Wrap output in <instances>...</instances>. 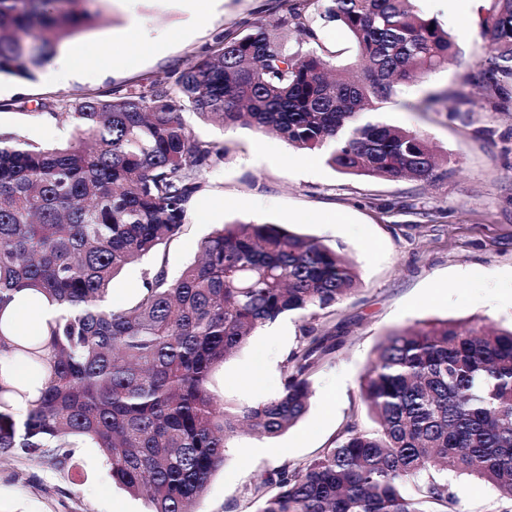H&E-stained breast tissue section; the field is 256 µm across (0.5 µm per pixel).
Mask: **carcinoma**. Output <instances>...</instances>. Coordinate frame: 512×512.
<instances>
[{"label": "carcinoma", "mask_w": 512, "mask_h": 512, "mask_svg": "<svg viewBox=\"0 0 512 512\" xmlns=\"http://www.w3.org/2000/svg\"><path fill=\"white\" fill-rule=\"evenodd\" d=\"M98 2L0 0V72L34 79L65 39L102 21ZM279 2L280 24L310 40L314 12L343 27L360 71L315 49L290 53L258 20L218 36L166 81L39 102L51 115L72 108L59 113L75 132L64 146L0 137V455L56 466L90 444L146 512H193L244 431L276 438L307 413L312 376L339 345L312 320L360 284L330 247L279 224H224L178 278L160 266L131 307L107 304L126 265L182 231L200 176L224 157L223 146L192 135L186 110L274 131L299 150L327 148L328 164L347 175L425 180L434 171L425 137L376 114L399 85L454 61L440 22L414 0ZM482 35L479 79L495 110L512 81V0H493ZM467 103L446 89L411 108ZM24 292L57 311L36 334L12 315ZM286 313L301 320V336L280 392L224 400L218 367ZM19 362L36 379L16 378ZM360 399L376 428L349 420L312 462L260 475L257 512H447L450 473L512 502V327L392 331L361 377Z\"/></svg>", "instance_id": "cac0c4a2"}]
</instances>
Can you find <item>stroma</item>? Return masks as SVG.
<instances>
[{"instance_id":"35a3bbf8","label":"stroma","mask_w":512,"mask_h":512,"mask_svg":"<svg viewBox=\"0 0 512 512\" xmlns=\"http://www.w3.org/2000/svg\"><path fill=\"white\" fill-rule=\"evenodd\" d=\"M274 0H224L212 21L186 30L182 0H102V25L67 40L74 54L90 42L125 55L127 67L88 73L52 84L44 73L21 80L0 74V134L39 146L68 143V122L37 113L40 100H79L131 84L165 79L177 66L199 59L216 37L243 22L274 25L289 51L300 48L296 33L278 25ZM437 18L456 46L459 64L399 86L379 114L383 122L422 134L437 149L438 166L422 181L343 175L327 165L302 166V154L275 135L236 125L224 127L192 112L184 119L196 138L220 141L224 157L204 173L182 232L159 252L128 266L110 289L108 303L130 307L148 272L164 267L178 277L199 254L202 240L233 222L279 224L320 241L350 259L359 290L337 305L332 319L342 344L312 378L307 414L274 439L241 436L213 475L197 512H257V474L297 467L319 457L350 419L369 429L373 421L359 399L360 380L378 342L390 331L419 322L512 325V89L499 110L483 106L481 89L468 76L483 56L481 20L492 0H416ZM158 43L148 52L126 42L130 22ZM463 88L467 112H415L411 103L441 89ZM301 322L287 314L252 336L219 369L215 385L227 400L257 402L277 395L282 367L296 347ZM81 473L35 457L0 459V512H143L141 500L113 483L98 449L76 448ZM448 492L457 512H501L498 494L472 477H452Z\"/></svg>"}]
</instances>
